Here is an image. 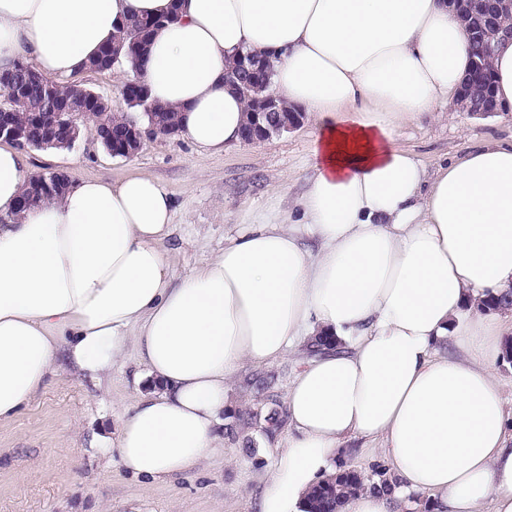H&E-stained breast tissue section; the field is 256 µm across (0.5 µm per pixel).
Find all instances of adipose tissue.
Instances as JSON below:
<instances>
[{
  "mask_svg": "<svg viewBox=\"0 0 512 512\" xmlns=\"http://www.w3.org/2000/svg\"><path fill=\"white\" fill-rule=\"evenodd\" d=\"M133 16L166 23L118 80L174 107L185 141L240 144L246 104L224 74L249 51L273 63L275 96L313 118L314 173L176 283L162 182L73 179L21 211L33 171L0 146V422L60 364L99 382L135 344L152 390L101 454L158 482L215 453L244 364L326 336L333 349L288 388L287 445L258 512H308L355 437L380 443L392 491L342 512H512V411L495 373L512 340L479 308L512 290V140L434 169L395 144L469 71L448 0H0V71L30 56L48 78L77 75Z\"/></svg>",
  "mask_w": 512,
  "mask_h": 512,
  "instance_id": "1",
  "label": "adipose tissue"
}]
</instances>
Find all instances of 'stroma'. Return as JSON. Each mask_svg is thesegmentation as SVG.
<instances>
[{"mask_svg":"<svg viewBox=\"0 0 512 512\" xmlns=\"http://www.w3.org/2000/svg\"><path fill=\"white\" fill-rule=\"evenodd\" d=\"M312 121L279 136L243 143L220 154L199 151L181 137L144 140L133 157L112 156L91 135L73 149L26 148L35 174L62 171L75 178L118 182L132 174L160 180L176 215L164 248L175 280H183L224 247L233 225L264 212L277 199L292 201L313 173ZM512 139V114L435 113L400 127L397 146L428 166L467 148ZM302 361L294 354L266 364L279 384L274 397L244 390V365L229 382L235 408L261 412L285 407ZM135 346L101 382L73 372L52 377L12 420L0 423V512H253L275 449L253 425L193 472L161 483L132 477L97 455L117 439L121 421L145 393Z\"/></svg>","mask_w":512,"mask_h":512,"instance_id":"stroma-1","label":"stroma"}]
</instances>
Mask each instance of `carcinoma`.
I'll list each match as a JSON object with an SVG mask.
<instances>
[{
    "mask_svg": "<svg viewBox=\"0 0 512 512\" xmlns=\"http://www.w3.org/2000/svg\"><path fill=\"white\" fill-rule=\"evenodd\" d=\"M162 23L163 20L151 17H135L124 21L113 40L101 47L96 56L85 63V69L97 68L98 61L102 57L108 58L114 66L126 65L134 70L142 68L146 47L154 31ZM239 64L240 60L237 59L228 66L226 80L247 100V112L251 115L258 105L264 103L269 94L273 71H268L265 82L251 89H244L236 80ZM14 91L18 94V103L14 108L16 112L47 111V96L50 93L62 104L80 99L92 103L100 108V114H102L97 131L99 142L109 150L118 149V145L123 143L122 137L128 128L141 124L143 120H150L162 126L166 124L177 126L176 110L157 104L148 93L135 102H126L130 113L121 117L112 112L106 97L76 84H61L49 78L39 79L31 73L30 66L23 59L18 60L12 69L0 73V95ZM236 421L244 425H256L268 439L274 438L283 425L280 412L276 410L265 416L251 410L240 411L236 414ZM367 486L379 492L390 490V484L386 478H381L378 482L369 485L358 471L345 470L314 489L310 512H337V506L345 494Z\"/></svg>",
    "mask_w": 512,
    "mask_h": 512,
    "instance_id": "cac0c4a2",
    "label": "carcinoma"
}]
</instances>
